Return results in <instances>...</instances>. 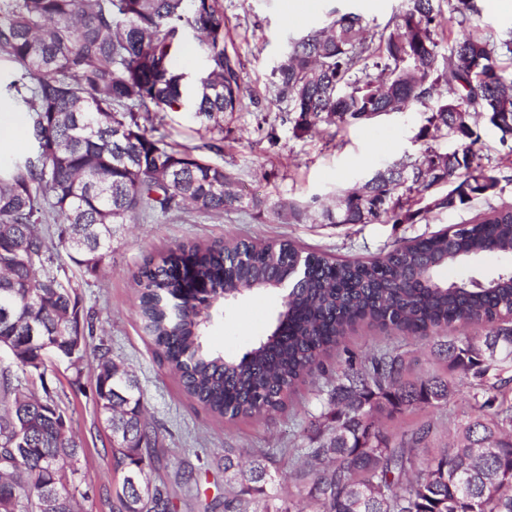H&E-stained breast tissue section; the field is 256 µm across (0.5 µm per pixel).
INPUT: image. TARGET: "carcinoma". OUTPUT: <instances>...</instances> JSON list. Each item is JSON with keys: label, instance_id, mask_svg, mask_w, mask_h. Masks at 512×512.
I'll use <instances>...</instances> for the list:
<instances>
[{"label": "carcinoma", "instance_id": "obj_1", "mask_svg": "<svg viewBox=\"0 0 512 512\" xmlns=\"http://www.w3.org/2000/svg\"><path fill=\"white\" fill-rule=\"evenodd\" d=\"M476 13L475 0H407L371 28L359 14L333 10L323 26L288 43L271 82L298 137L432 100L419 136L458 144L448 153L428 147L344 190L322 211L324 223L408 224L434 209L484 202L468 222L353 263L289 241L183 243L135 277L137 314L156 354L213 416H272L299 382L329 375L308 441L288 450L297 495L267 492L277 464L270 450L226 448L224 498L204 512H512V274L439 279L443 268L488 252L512 255V202L492 203L506 176L483 163L472 126L483 116L512 154V76L502 67L512 59V35L469 25ZM190 32L207 61L193 82L174 66ZM0 58L12 67L4 93L28 112L33 144L23 158L0 156V336L22 345L34 325L66 357L68 337L92 330L75 288L51 269L54 247L96 272L127 224L187 210L222 215L242 203L224 168L154 135L160 113L188 105L208 131L224 132V114L243 107L240 60L225 44L221 0H0ZM279 210L295 224L308 212L293 201ZM281 281L292 292L247 356L206 345L221 302L204 304L200 289L233 296ZM360 321L407 336L472 324L482 333L436 345L442 368L426 377H407L401 353L383 349L329 369L324 355ZM464 378L472 412L457 421L448 447L424 454L428 421L398 438L384 429L398 416L447 406ZM37 379L43 395L22 394L0 372V500L20 512L32 506V489L50 484L71 496L64 512H76V469L58 449L81 456L84 448L63 429L66 414L45 374ZM94 395L120 474L112 512H130L132 503L135 512H190L194 495L183 474L144 478L161 440L146 420L141 387L106 350ZM20 399L32 431L13 410Z\"/></svg>", "mask_w": 512, "mask_h": 512}]
</instances>
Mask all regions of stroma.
<instances>
[{
  "label": "stroma",
  "instance_id": "35a3bbf8",
  "mask_svg": "<svg viewBox=\"0 0 512 512\" xmlns=\"http://www.w3.org/2000/svg\"><path fill=\"white\" fill-rule=\"evenodd\" d=\"M404 4L405 0H223L226 47L241 61L244 107L225 116L220 137L206 132L188 109L164 113L158 132L175 148H191L197 157L231 173L234 189L244 199L242 207L220 218L193 212L179 219L158 216L128 225L114 238L93 275L67 256L56 260L55 274L76 287L81 308L93 318L90 346L110 348L113 358L139 381L165 449L166 459L156 464L154 474H166L168 461L176 459L194 470L208 496L222 494L223 473L205 470V463L228 448L291 447L317 409L315 394L324 378L319 374L308 378L286 411L274 417L227 421L212 416L189 399L160 364L136 315L134 277L146 261L182 242L219 245L228 239H289L303 250L332 258H368L385 253L397 241L428 237L470 219V210L442 209L414 224L322 223L323 206L335 205L340 191L363 185L378 170L401 157L420 155L426 146L450 151L455 144L447 137L430 143L420 138L429 115L421 105L366 123L332 125L299 138L286 106L270 103L271 73L290 39L321 26L334 8L360 13L373 27L384 25ZM253 197L261 199L262 208L250 206ZM288 200L309 205L305 223L286 224L276 217L275 208ZM281 302V294L253 292L225 304L223 318L207 332V345L224 355L242 357L269 333ZM431 345L428 339L414 341L360 324L327 363L341 368L348 354L361 357L390 347L406 354L412 375L422 376L438 367ZM96 365L91 353L73 364L58 362L48 385L83 442L84 454L74 476L82 512H112L116 478L108 434L92 397Z\"/></svg>",
  "mask_w": 512,
  "mask_h": 512
}]
</instances>
